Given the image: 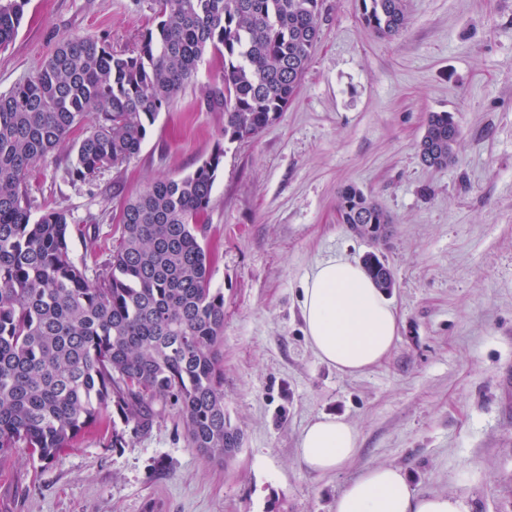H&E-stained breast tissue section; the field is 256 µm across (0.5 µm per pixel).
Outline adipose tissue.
<instances>
[{
  "label": "adipose tissue",
  "mask_w": 512,
  "mask_h": 512,
  "mask_svg": "<svg viewBox=\"0 0 512 512\" xmlns=\"http://www.w3.org/2000/svg\"><path fill=\"white\" fill-rule=\"evenodd\" d=\"M304 333L324 363L345 374L377 365L398 338L396 312L360 264L333 258L318 263L301 290ZM359 448L357 430L321 415L303 430L299 458L311 471L336 472ZM334 512H469L463 497L415 492L396 467L367 468L338 495Z\"/></svg>",
  "instance_id": "ef3b65f1"
}]
</instances>
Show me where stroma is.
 <instances>
[{
    "mask_svg": "<svg viewBox=\"0 0 512 512\" xmlns=\"http://www.w3.org/2000/svg\"><path fill=\"white\" fill-rule=\"evenodd\" d=\"M396 37L367 32L358 0H324L300 91L254 139L224 140L220 57L160 113L140 153L90 183L65 175L60 147L36 166L37 209L71 216L75 260L104 263L123 203L153 179L224 162L203 218L212 287L224 292V410L241 446L224 464L189 448L173 410L136 430L104 415L51 462L0 458V512H334L366 467L401 468L419 493L465 497L470 512H512V0H406ZM152 0H29L0 50V92L31 77L65 36L134 49ZM452 113L456 159L424 166L426 117ZM354 184L392 217L379 242L339 223ZM376 252L393 271L399 336L360 375L319 360L300 290L330 258ZM359 432L336 472L298 456L315 417ZM119 448L105 447L112 433Z\"/></svg>",
    "mask_w": 512,
    "mask_h": 512,
    "instance_id": "obj_1",
    "label": "stroma"
}]
</instances>
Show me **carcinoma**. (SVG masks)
Wrapping results in <instances>:
<instances>
[{"label": "carcinoma", "mask_w": 512, "mask_h": 512, "mask_svg": "<svg viewBox=\"0 0 512 512\" xmlns=\"http://www.w3.org/2000/svg\"><path fill=\"white\" fill-rule=\"evenodd\" d=\"M28 0H0V49ZM158 22L130 52L62 38L37 72L0 93V456L53 461L110 408L135 429L154 405L177 412L188 447L219 464L241 444L224 413V292L202 245L224 149L193 172L151 181L119 214L121 238L94 268L70 257V214L36 215L35 166L67 140L66 176L91 182L134 158L211 50L224 62V140L256 136L297 96L320 34L323 0H153ZM364 28L395 37L405 0H359ZM460 129L431 112L424 165L455 160ZM339 222L376 239L390 216L361 188L338 197ZM362 264L385 294L395 281L374 252Z\"/></svg>", "instance_id": "obj_1"}]
</instances>
